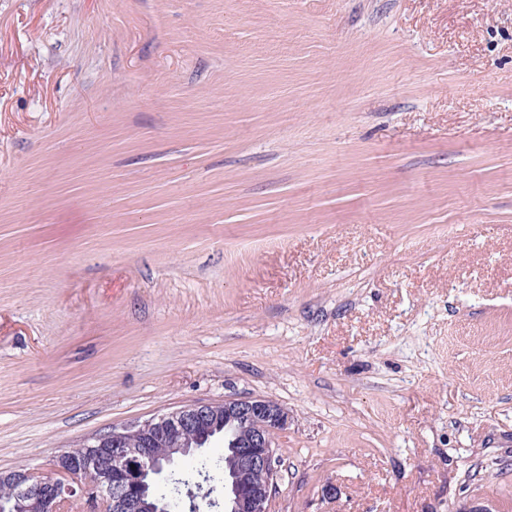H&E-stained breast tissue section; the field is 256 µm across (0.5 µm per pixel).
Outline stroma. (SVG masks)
<instances>
[{"label":"stroma","mask_w":512,"mask_h":512,"mask_svg":"<svg viewBox=\"0 0 512 512\" xmlns=\"http://www.w3.org/2000/svg\"><path fill=\"white\" fill-rule=\"evenodd\" d=\"M228 395L273 512H512V0H0V470Z\"/></svg>","instance_id":"obj_1"}]
</instances>
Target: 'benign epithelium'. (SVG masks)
I'll list each match as a JSON object with an SVG mask.
<instances>
[{
    "mask_svg": "<svg viewBox=\"0 0 512 512\" xmlns=\"http://www.w3.org/2000/svg\"><path fill=\"white\" fill-rule=\"evenodd\" d=\"M288 412L260 396L200 401L142 422L113 427L79 452L69 449L44 476L30 468L0 471L11 512H61L85 499L100 512H171L152 489L223 428L235 439L217 480L224 512H272L277 484L276 439Z\"/></svg>",
    "mask_w": 512,
    "mask_h": 512,
    "instance_id": "benign-epithelium-1",
    "label": "benign epithelium"
}]
</instances>
